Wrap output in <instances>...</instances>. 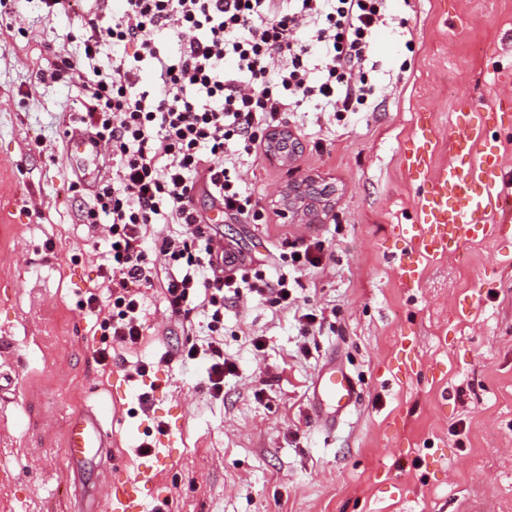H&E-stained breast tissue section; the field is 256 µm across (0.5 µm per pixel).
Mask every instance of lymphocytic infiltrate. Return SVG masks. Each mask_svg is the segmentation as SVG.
Here are the masks:
<instances>
[{
    "label": "lymphocytic infiltrate",
    "mask_w": 512,
    "mask_h": 512,
    "mask_svg": "<svg viewBox=\"0 0 512 512\" xmlns=\"http://www.w3.org/2000/svg\"><path fill=\"white\" fill-rule=\"evenodd\" d=\"M124 2L111 15L108 0H91L79 48L61 61L83 89L75 125L106 144L112 159L111 179L80 214L82 223L106 228L110 246L100 271L109 294L89 292L83 304L103 335L129 349L150 331L143 290H160L175 324L202 310L210 341L177 356L206 360L208 390L220 398L235 370L218 340L225 301L246 295L289 310L299 335H314L325 311L295 290L325 248L315 238L280 253L283 271L268 281L262 269L239 267L235 254L216 246L195 190L204 186L227 217L266 222L243 179L266 133L291 112L358 117L381 93L371 76L374 33L407 21L393 19L388 0ZM158 32L176 44L175 54L156 48ZM104 36L122 48L105 68L98 62ZM143 64L154 75L147 87L138 79ZM156 224H181L186 232L162 237L150 256L144 244Z\"/></svg>",
    "instance_id": "obj_1"
}]
</instances>
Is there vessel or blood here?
<instances>
[{"instance_id":"b4317fda","label":"vessel or blood","mask_w":512,"mask_h":512,"mask_svg":"<svg viewBox=\"0 0 512 512\" xmlns=\"http://www.w3.org/2000/svg\"><path fill=\"white\" fill-rule=\"evenodd\" d=\"M484 124L469 118L458 119L452 135L456 152L449 162L433 166L430 141H423L405 158L407 170L423 175V191L418 197L413 223L399 226L398 233L408 243L401 255L400 271L405 280H414L415 263L440 253L459 249L475 236L502 238L505 220L512 215V189L503 176L499 150L488 144ZM69 163L74 171L88 173L96 158L79 131L68 135ZM359 397L357 384L343 368L327 366L313 388V401L329 417L346 412ZM104 409L76 414L69 423L65 455L70 468L78 470L88 453L103 447ZM175 436L164 430L156 448L142 454L132 474H115L102 505L103 512H166L158 477L168 464V450Z\"/></svg>"}]
</instances>
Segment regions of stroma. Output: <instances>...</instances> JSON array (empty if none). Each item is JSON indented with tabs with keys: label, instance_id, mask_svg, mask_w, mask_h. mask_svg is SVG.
I'll return each mask as SVG.
<instances>
[{
	"label": "stroma",
	"instance_id": "obj_1",
	"mask_svg": "<svg viewBox=\"0 0 512 512\" xmlns=\"http://www.w3.org/2000/svg\"><path fill=\"white\" fill-rule=\"evenodd\" d=\"M389 8L412 34L391 25L374 37L376 109L299 136L294 167L337 189L333 217L278 215L286 171L262 153L248 180L266 223L218 216L205 193L195 197L225 248L268 276L279 272L275 252L311 237L328 244L303 294L335 313L309 342L285 310L228 305L224 355L235 372L220 399L207 391V362H161L203 331L169 323L155 291L151 336L114 348L109 371L96 363L103 338L80 302L107 236L79 219L93 189L67 175L63 135L81 85L66 73L38 78L74 50L86 5L50 18L41 0H27L0 14V512H87L88 496L104 497L115 471L133 472L161 425L176 437L160 477L168 512H512V266L490 238L424 264L412 288L395 261L396 227L411 223L419 187L403 164L412 138L434 129V160L446 161L462 97L512 98V0ZM468 299L477 315L464 321ZM139 361L149 375L135 372ZM331 361L361 394L326 427L312 391ZM102 405L108 446L71 472L66 422Z\"/></svg>",
	"mask_w": 512,
	"mask_h": 512
}]
</instances>
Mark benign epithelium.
I'll list each match as a JSON object with an SVG mask.
<instances>
[{
  "mask_svg": "<svg viewBox=\"0 0 512 512\" xmlns=\"http://www.w3.org/2000/svg\"><path fill=\"white\" fill-rule=\"evenodd\" d=\"M298 149V139L288 126L269 134L267 156L282 162L288 168L289 179L279 190L291 223L317 224L324 222L333 212L332 190L323 187L315 178L293 175V161Z\"/></svg>",
  "mask_w": 512,
  "mask_h": 512,
  "instance_id": "benign-epithelium-1",
  "label": "benign epithelium"
}]
</instances>
